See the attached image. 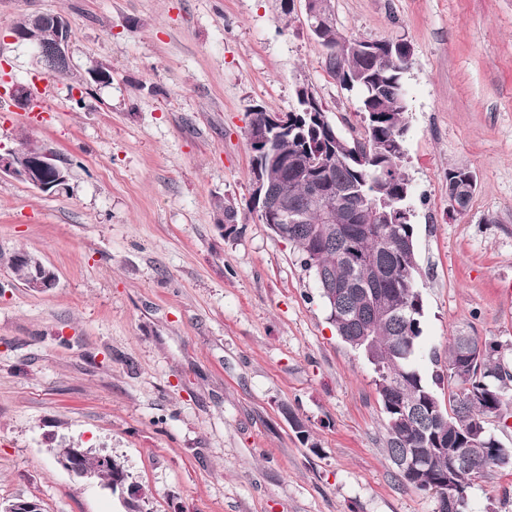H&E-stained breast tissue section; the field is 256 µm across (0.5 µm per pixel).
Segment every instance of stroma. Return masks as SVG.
Wrapping results in <instances>:
<instances>
[{
	"label": "stroma",
	"mask_w": 512,
	"mask_h": 512,
	"mask_svg": "<svg viewBox=\"0 0 512 512\" xmlns=\"http://www.w3.org/2000/svg\"><path fill=\"white\" fill-rule=\"evenodd\" d=\"M331 6L344 36L412 48L420 369L443 370L461 330L512 345V0ZM34 13L68 20L70 74L46 75L10 38ZM304 18V0L288 16L280 0H0V149L26 137L70 169L56 195L0 177V503L125 512L58 464L54 449L80 446L124 461L144 512H436L396 476L371 365L249 206L252 107L291 112L307 85L343 136L360 130ZM94 64L111 81L78 87ZM45 77L48 111L10 99ZM456 167L477 180L462 214ZM220 200L238 237L218 226ZM20 254L55 288H26ZM467 512H512V469L475 481ZM471 177H474L472 171L466 168H455L448 172V179L459 178L461 180L448 181V198L456 211H462L461 205L473 195L474 189L471 180H464ZM15 261L19 264L14 262L13 269L18 278L23 282L27 277V272L24 266H26L28 269V278L25 282L27 288L37 292H45L51 288H54L56 284L55 273L38 259L26 254H21L15 257Z\"/></svg>",
	"instance_id": "stroma-1"
}]
</instances>
